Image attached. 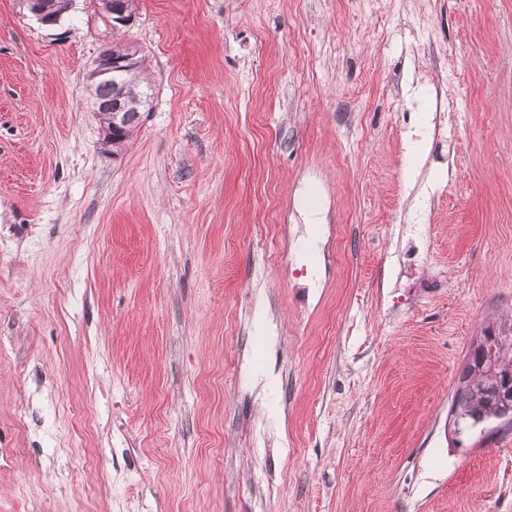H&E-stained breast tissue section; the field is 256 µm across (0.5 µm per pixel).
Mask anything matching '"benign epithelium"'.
Returning a JSON list of instances; mask_svg holds the SVG:
<instances>
[{
  "instance_id": "obj_1",
  "label": "benign epithelium",
  "mask_w": 512,
  "mask_h": 512,
  "mask_svg": "<svg viewBox=\"0 0 512 512\" xmlns=\"http://www.w3.org/2000/svg\"><path fill=\"white\" fill-rule=\"evenodd\" d=\"M30 13L45 27L61 25L65 14L71 12L76 0H62L61 8L50 12L39 5L38 0H25ZM96 11L105 19L107 24L118 29L126 27L133 20L122 6V0H93ZM135 66V57L123 53H115L112 47L103 49L93 60L87 79L90 81L105 80L112 85L113 94L109 101H93V112L96 116L106 115V120L100 122L104 145L112 146V138L118 134L132 118L141 115L144 106V96H133L127 93L125 86L118 76ZM512 344V334L495 325L486 327L482 336L472 347L468 361H477L490 371L488 382L480 385L469 383L467 380L458 381L480 391L495 413L483 417L477 424H487L498 421L504 425L512 424V365L503 364L498 359V352L506 350Z\"/></svg>"
}]
</instances>
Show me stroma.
Wrapping results in <instances>:
<instances>
[{
    "label": "stroma",
    "instance_id": "35a3bbf8",
    "mask_svg": "<svg viewBox=\"0 0 512 512\" xmlns=\"http://www.w3.org/2000/svg\"><path fill=\"white\" fill-rule=\"evenodd\" d=\"M64 28L0 0V512H512V429L450 422L512 321V0ZM115 38L153 87L117 153ZM130 51L132 54H138L136 57L137 62H135L134 56L121 53H130ZM134 66L135 68L132 69ZM128 70L131 71L125 74L124 81L129 90L137 92L141 88L139 78L146 70L145 55L142 54V50L136 45L112 41V45L103 49L93 60L87 75L89 81L105 80L112 85L111 88L105 81L93 83V95L96 99L93 101L92 112L96 114L99 121L101 114L107 116L105 121H100L102 140L104 145L112 147V152L115 153L122 150V147L139 124V120H134L130 123L123 135L115 140V143L114 141L112 142V138L127 126L133 117L136 119L141 115V109L145 103L143 95L133 96L127 93L125 86L118 80V76ZM109 98L110 100L107 102L99 101H105Z\"/></svg>",
    "mask_w": 512,
    "mask_h": 512
}]
</instances>
